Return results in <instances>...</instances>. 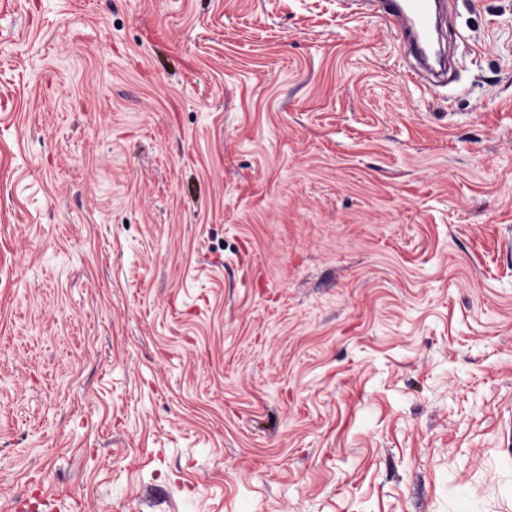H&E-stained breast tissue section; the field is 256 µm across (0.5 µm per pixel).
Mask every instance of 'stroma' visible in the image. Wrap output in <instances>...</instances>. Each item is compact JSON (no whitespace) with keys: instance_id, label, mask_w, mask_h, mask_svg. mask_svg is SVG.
<instances>
[{"instance_id":"stroma-1","label":"stroma","mask_w":512,"mask_h":512,"mask_svg":"<svg viewBox=\"0 0 512 512\" xmlns=\"http://www.w3.org/2000/svg\"><path fill=\"white\" fill-rule=\"evenodd\" d=\"M448 32L0 0V512H512V0Z\"/></svg>"}]
</instances>
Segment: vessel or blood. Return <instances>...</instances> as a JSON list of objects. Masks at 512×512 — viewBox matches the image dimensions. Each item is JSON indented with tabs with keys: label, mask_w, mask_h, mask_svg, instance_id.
<instances>
[{
	"label": "vessel or blood",
	"mask_w": 512,
	"mask_h": 512,
	"mask_svg": "<svg viewBox=\"0 0 512 512\" xmlns=\"http://www.w3.org/2000/svg\"><path fill=\"white\" fill-rule=\"evenodd\" d=\"M386 25L400 34L417 68L427 69V53L440 29L441 0H376Z\"/></svg>",
	"instance_id": "1"
}]
</instances>
